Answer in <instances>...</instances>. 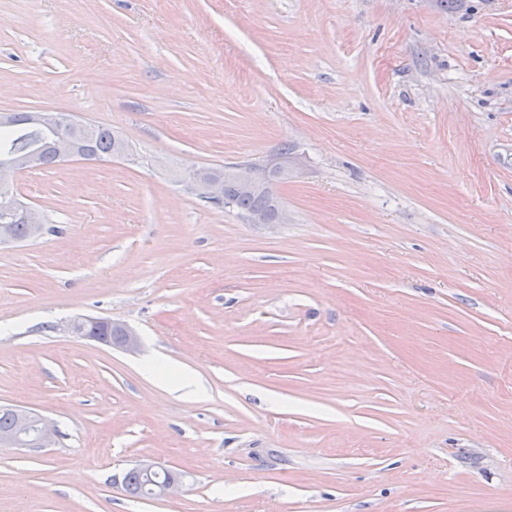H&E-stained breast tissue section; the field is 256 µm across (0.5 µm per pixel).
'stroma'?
Wrapping results in <instances>:
<instances>
[{
  "label": "stroma",
  "mask_w": 512,
  "mask_h": 512,
  "mask_svg": "<svg viewBox=\"0 0 512 512\" xmlns=\"http://www.w3.org/2000/svg\"><path fill=\"white\" fill-rule=\"evenodd\" d=\"M46 110L129 150L14 182L0 407L59 438L0 512H512V0H0V112ZM233 164L287 223L192 191ZM90 324H97L101 326L109 336H106L103 332H101L97 326ZM87 327V331L92 335L106 336V342L98 340L95 336H89L86 332ZM71 329L73 333L81 338L94 340L110 347H112V344H118L128 352H135L140 347V338L133 329L122 324L114 323L111 319L81 317L73 321L71 324ZM112 330L118 331L120 336L114 335ZM136 468L150 475L158 472H171L172 470L160 468L153 464H140ZM139 470L132 468L124 476L122 486L125 493L131 497L139 499H151L143 492L146 483V476Z\"/></svg>",
  "instance_id": "35a3bbf8"
}]
</instances>
